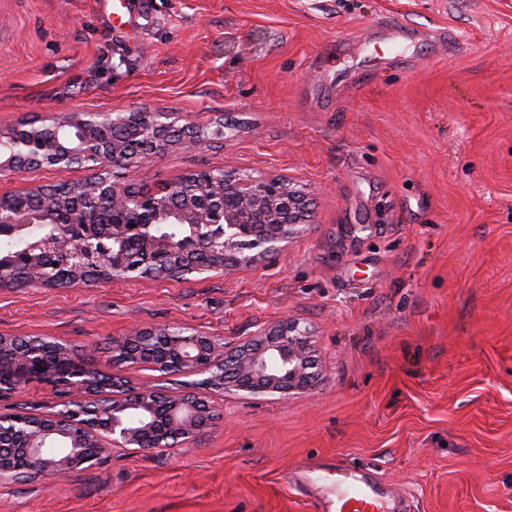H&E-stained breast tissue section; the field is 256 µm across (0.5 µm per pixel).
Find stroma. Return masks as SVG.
Instances as JSON below:
<instances>
[{
    "label": "stroma",
    "mask_w": 512,
    "mask_h": 512,
    "mask_svg": "<svg viewBox=\"0 0 512 512\" xmlns=\"http://www.w3.org/2000/svg\"><path fill=\"white\" fill-rule=\"evenodd\" d=\"M0 0V127L150 108L223 145L125 181L235 167L291 177L313 222L273 259L207 278L0 288V336L93 348L185 324L237 344L314 331L317 388L245 399L173 454L115 449L64 485L0 484V512H316L290 478L328 467L401 512H512V0ZM411 31L398 60L380 23ZM461 40L439 46V35ZM35 168L1 193L76 182Z\"/></svg>",
    "instance_id": "obj_1"
}]
</instances>
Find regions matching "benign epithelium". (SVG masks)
Here are the masks:
<instances>
[{"label":"benign epithelium","mask_w":512,"mask_h":512,"mask_svg":"<svg viewBox=\"0 0 512 512\" xmlns=\"http://www.w3.org/2000/svg\"><path fill=\"white\" fill-rule=\"evenodd\" d=\"M0 130V175L30 168L92 172V192L51 197L45 186L17 204L0 194V241L28 237L18 254L0 260V288L20 273L46 269L57 260L69 269L64 283L102 272L101 281L165 275L176 279L225 273L271 259L310 223L303 188L282 175L204 169L181 176L160 193L133 192L123 175L146 168L173 150L224 144V119L201 126L178 112L149 108L129 112L49 114L19 138ZM112 206V233L80 223L84 206ZM158 224H180L176 238ZM210 260L197 259L206 245ZM114 366L148 364L164 374L200 376L189 390L170 394L135 386L120 374H102L92 353L78 355L59 342L0 336V400L39 379L59 390L48 413L0 411V482L37 479L59 484L89 469L114 448L167 453L193 442L214 419L215 407L195 391L208 388L251 397L313 390L319 371L312 332L286 318L230 347L217 336L160 325L112 337Z\"/></svg>","instance_id":"1"}]
</instances>
